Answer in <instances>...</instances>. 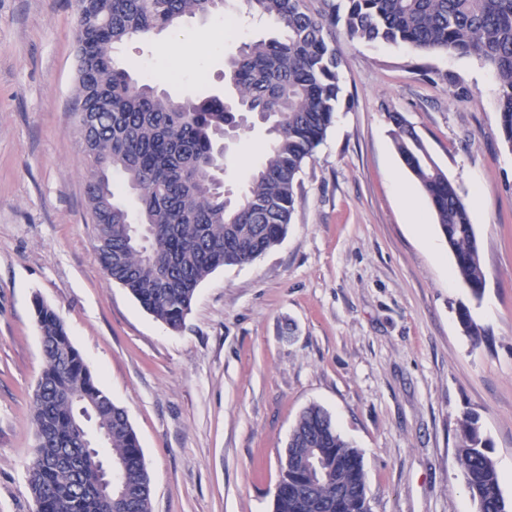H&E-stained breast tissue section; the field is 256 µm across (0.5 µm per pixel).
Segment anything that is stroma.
Segmentation results:
<instances>
[{
	"instance_id": "obj_1",
	"label": "stroma",
	"mask_w": 512,
	"mask_h": 512,
	"mask_svg": "<svg viewBox=\"0 0 512 512\" xmlns=\"http://www.w3.org/2000/svg\"><path fill=\"white\" fill-rule=\"evenodd\" d=\"M185 19L118 45L137 75L172 72V98L236 93L222 73L274 23ZM237 33L198 47V32ZM342 93L301 175L281 242L217 269L181 329L104 274L73 115L75 0H0V512H34L30 394L43 364L36 301L64 321L100 386L124 407L151 477L152 512H272L292 428L321 407L363 456L372 512H478L457 448L479 415L512 501V147L498 83L474 57L349 40ZM401 114L460 189L479 243L480 298L453 257L390 131ZM255 123L227 141L224 185L242 192L268 150ZM480 199L473 207L472 199ZM467 306L482 342L458 322Z\"/></svg>"
}]
</instances>
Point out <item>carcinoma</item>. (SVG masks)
<instances>
[{"instance_id":"carcinoma-1","label":"carcinoma","mask_w":512,"mask_h":512,"mask_svg":"<svg viewBox=\"0 0 512 512\" xmlns=\"http://www.w3.org/2000/svg\"><path fill=\"white\" fill-rule=\"evenodd\" d=\"M99 2L76 0V110L89 109L77 130L89 140L85 182L96 251L108 279L174 330L202 281L221 267L254 261L286 234L303 165L323 141L342 92L336 24L351 41L404 44L489 65L499 82L501 132L512 147V0H322L316 12L307 0H243L249 16L276 23L285 38L244 42L227 61L224 80L237 91L236 109L219 98L174 100L112 57L124 41L220 12L227 0H106L104 11ZM250 114L270 124L274 140L233 199L217 185V143L228 126L241 136ZM392 122L393 143L430 203L455 274L478 299L485 278L469 209L403 117L394 114ZM120 186L137 196L136 222L116 200ZM35 313L44 362L31 396L38 438L26 462L32 498L45 512H151V480L126 411L98 385L56 311L38 301ZM458 321L483 339L467 308ZM104 451L124 465L120 499L102 494ZM286 457L273 512H371L362 456L320 407L300 414ZM310 459L326 474L304 467ZM458 459L478 512H512L475 413L461 420Z\"/></svg>"}]
</instances>
